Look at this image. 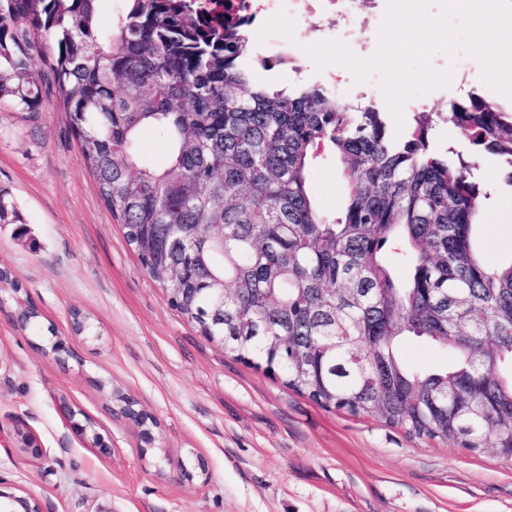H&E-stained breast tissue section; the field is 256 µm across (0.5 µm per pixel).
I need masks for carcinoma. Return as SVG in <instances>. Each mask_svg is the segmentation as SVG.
Returning <instances> with one entry per match:
<instances>
[{
  "mask_svg": "<svg viewBox=\"0 0 512 512\" xmlns=\"http://www.w3.org/2000/svg\"><path fill=\"white\" fill-rule=\"evenodd\" d=\"M97 2L0 0V103L39 111L48 94L32 61L55 52L57 102L112 219L143 266L184 268L187 284L164 282L172 305L206 335L222 288L224 349L325 409L511 462L512 262L476 246L479 163L434 149L430 132L455 126L512 180V114L469 93L396 138L374 105L259 80L280 57L255 59L245 20L204 0H125L110 32ZM147 128L168 141L161 169L140 165ZM325 154L344 179L333 214L308 184ZM407 336L457 364L411 370Z\"/></svg>",
  "mask_w": 512,
  "mask_h": 512,
  "instance_id": "carcinoma-1",
  "label": "carcinoma"
}]
</instances>
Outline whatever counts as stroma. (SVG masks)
Masks as SVG:
<instances>
[{
  "instance_id": "35a3bbf8",
  "label": "stroma",
  "mask_w": 512,
  "mask_h": 512,
  "mask_svg": "<svg viewBox=\"0 0 512 512\" xmlns=\"http://www.w3.org/2000/svg\"><path fill=\"white\" fill-rule=\"evenodd\" d=\"M437 71L462 83L419 96L403 114L447 111L470 91L505 112L512 100L482 79L474 57L437 52ZM481 160L487 197L475 236L490 263L512 261V184ZM311 192L326 211L342 198L335 161L316 164ZM0 198L30 230L0 223V490L33 496L42 512H512V465L493 449L470 454L424 442L368 416L326 410L279 373L208 341L173 308L142 267L100 198L66 112L37 116L0 104ZM36 329L17 323L22 301ZM91 319L78 334L71 309ZM65 345V363L49 349ZM402 354L411 369L439 372L454 353L419 338ZM153 414L157 448L141 451L136 427L112 413L100 381ZM83 409L112 445L102 458L67 423ZM46 455L17 448L15 427Z\"/></svg>"
}]
</instances>
